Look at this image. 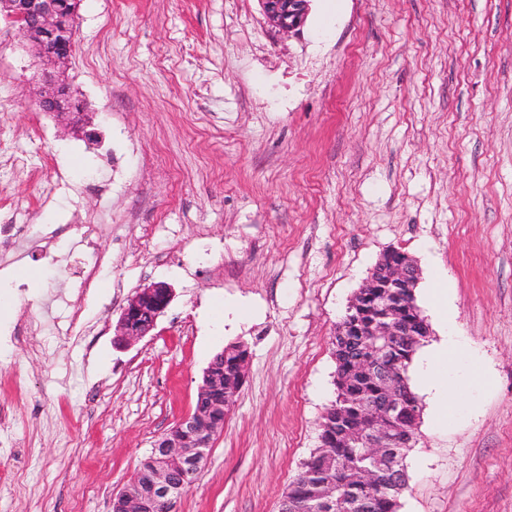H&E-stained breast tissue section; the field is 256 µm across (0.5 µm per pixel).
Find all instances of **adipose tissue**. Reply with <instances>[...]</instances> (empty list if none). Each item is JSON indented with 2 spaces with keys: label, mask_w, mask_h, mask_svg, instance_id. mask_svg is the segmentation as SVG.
<instances>
[{
  "label": "adipose tissue",
  "mask_w": 512,
  "mask_h": 512,
  "mask_svg": "<svg viewBox=\"0 0 512 512\" xmlns=\"http://www.w3.org/2000/svg\"><path fill=\"white\" fill-rule=\"evenodd\" d=\"M458 346L453 337H442L441 341L428 347L421 355L413 372L414 384L427 395L435 415L447 413L454 401V391L448 385L445 365L457 353Z\"/></svg>",
  "instance_id": "obj_1"
}]
</instances>
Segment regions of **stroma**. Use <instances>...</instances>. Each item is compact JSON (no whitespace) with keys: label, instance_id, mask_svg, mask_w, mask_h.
<instances>
[{"label":"stroma","instance_id":"stroma-1","mask_svg":"<svg viewBox=\"0 0 512 512\" xmlns=\"http://www.w3.org/2000/svg\"><path fill=\"white\" fill-rule=\"evenodd\" d=\"M39 71L1 20L0 225L29 244L0 266V512H110L236 341L246 380L178 510L277 512L336 325L391 247L419 264L430 343L461 345L399 512H512V0H311L289 35L258 0H80L67 75L94 143L39 110ZM155 282L169 308L116 347ZM172 301V290L164 282L138 289L123 306L114 343L128 347L147 336Z\"/></svg>","mask_w":512,"mask_h":512}]
</instances>
